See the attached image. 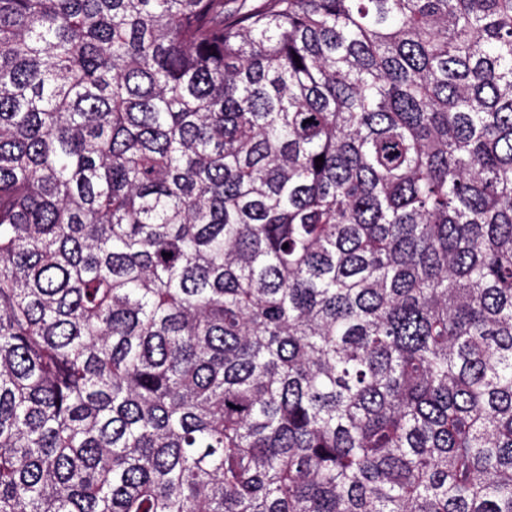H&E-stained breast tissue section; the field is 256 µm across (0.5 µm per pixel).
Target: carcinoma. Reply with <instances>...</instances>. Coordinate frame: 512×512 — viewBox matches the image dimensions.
Listing matches in <instances>:
<instances>
[{"label":"carcinoma","instance_id":"obj_1","mask_svg":"<svg viewBox=\"0 0 512 512\" xmlns=\"http://www.w3.org/2000/svg\"><path fill=\"white\" fill-rule=\"evenodd\" d=\"M0 512H512V0H0Z\"/></svg>","mask_w":512,"mask_h":512}]
</instances>
